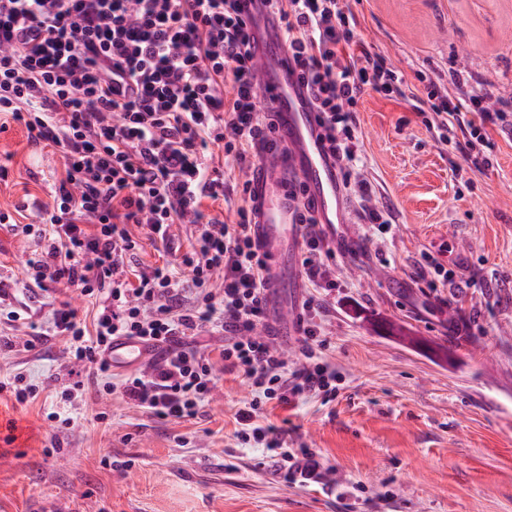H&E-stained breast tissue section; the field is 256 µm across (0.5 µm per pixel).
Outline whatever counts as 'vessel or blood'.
<instances>
[{
  "mask_svg": "<svg viewBox=\"0 0 512 512\" xmlns=\"http://www.w3.org/2000/svg\"><path fill=\"white\" fill-rule=\"evenodd\" d=\"M242 15L253 25L256 80L273 108L271 118L277 149L262 152L248 175L254 209V235L268 266L271 284L283 269L296 267L302 241L299 203L308 201L326 240L348 239L353 218L344 206L336 162L327 157L319 139L320 116L307 106L297 87L295 65L280 32L257 0H242ZM304 197L293 194L295 182ZM150 352L128 336L114 337L105 358L112 370L140 367Z\"/></svg>",
  "mask_w": 512,
  "mask_h": 512,
  "instance_id": "obj_1",
  "label": "vessel or blood"
}]
</instances>
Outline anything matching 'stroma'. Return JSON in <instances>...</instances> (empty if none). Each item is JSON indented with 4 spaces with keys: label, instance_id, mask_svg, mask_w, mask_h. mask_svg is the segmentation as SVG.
I'll use <instances>...</instances> for the list:
<instances>
[{
    "label": "stroma",
    "instance_id": "1",
    "mask_svg": "<svg viewBox=\"0 0 512 512\" xmlns=\"http://www.w3.org/2000/svg\"><path fill=\"white\" fill-rule=\"evenodd\" d=\"M356 41L348 52L384 57L409 93L371 91L357 107L356 181L349 196L358 235L338 244L324 293L323 359L338 377L331 399L267 405L261 425L285 430L291 453L320 460L309 481L285 479L262 445L237 437L249 392L239 374L218 371L197 418L162 420L120 391L89 386L81 418L54 427L48 413L75 376L62 338L29 346L24 325H2L0 378L23 374L38 397L16 405L0 393V512H512V136L487 127L492 165H461L438 128L425 125L414 93L447 85L458 72L492 100L512 102V0H352ZM225 197L207 212L233 222L243 171L224 161ZM0 212L35 224L54 204L64 174L57 151L36 145L16 123L0 127ZM390 207L388 233L367 238L365 211ZM136 270L189 249L194 229L170 228L152 242L130 225ZM42 242L0 225V286L7 301L48 324L52 308L22 290L26 261ZM456 274L433 290L414 277L422 253ZM403 324L410 340L378 331ZM106 421H98V414Z\"/></svg>",
    "mask_w": 512,
    "mask_h": 512
}]
</instances>
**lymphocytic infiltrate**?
Wrapping results in <instances>:
<instances>
[{"label": "lymphocytic infiltrate", "instance_id": "f902f5d3", "mask_svg": "<svg viewBox=\"0 0 512 512\" xmlns=\"http://www.w3.org/2000/svg\"><path fill=\"white\" fill-rule=\"evenodd\" d=\"M292 52L312 109L322 116L324 148L346 167L356 156V112L367 91L404 92L400 70L376 54L345 56L354 40L349 0H259ZM251 34L240 0H0V116L28 139L57 147L65 175L42 223L22 225L44 240L31 258L32 287L65 282L98 299L92 323L71 302L53 310V333L82 377L62 391L75 399L109 372L104 352L116 336L160 352L122 385L128 401L160 419L196 418L215 386V365L187 342L220 331L226 369L242 374L251 397L239 411L243 440L282 445L255 420L270 402L336 393L322 362L317 296L303 304L302 369H291L256 332L268 318L269 270L252 238L251 208L234 223L205 214L203 200L224 196V176L209 163V144L247 169L266 144L269 118L259 106ZM455 94L425 86L430 124L475 168L488 166L486 126L512 134V111L489 107V94L452 76ZM302 265L312 287H335L333 255L311 211H304ZM190 224L195 238L177 262L130 275L138 224L151 241ZM223 287H215L216 277ZM192 304H185V297Z\"/></svg>", "mask_w": 512, "mask_h": 512}]
</instances>
